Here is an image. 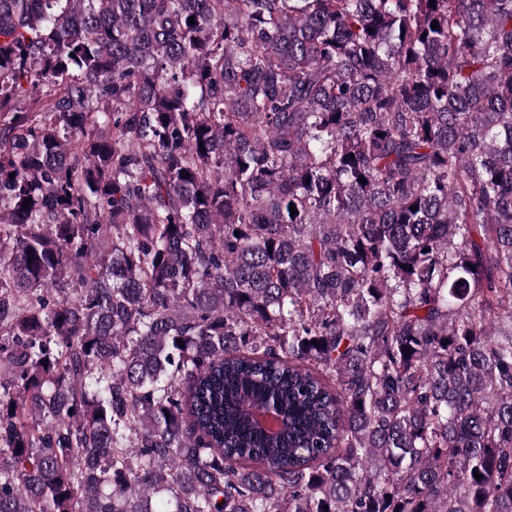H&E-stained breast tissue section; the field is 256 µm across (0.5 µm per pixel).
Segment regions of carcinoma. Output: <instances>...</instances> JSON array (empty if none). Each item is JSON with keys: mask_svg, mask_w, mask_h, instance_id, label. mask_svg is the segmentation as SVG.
Returning <instances> with one entry per match:
<instances>
[{"mask_svg": "<svg viewBox=\"0 0 512 512\" xmlns=\"http://www.w3.org/2000/svg\"><path fill=\"white\" fill-rule=\"evenodd\" d=\"M0 512H512V0H0Z\"/></svg>", "mask_w": 512, "mask_h": 512, "instance_id": "carcinoma-1", "label": "carcinoma"}]
</instances>
